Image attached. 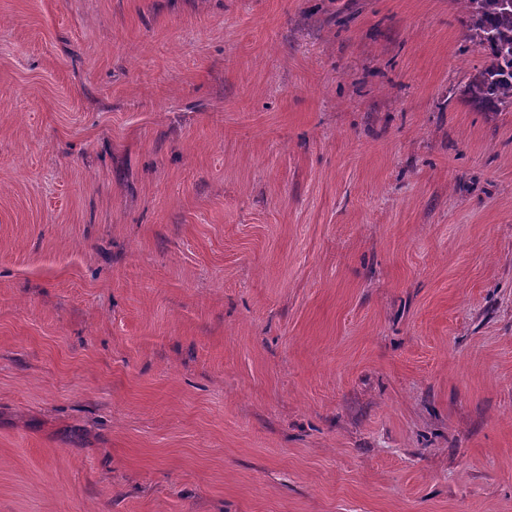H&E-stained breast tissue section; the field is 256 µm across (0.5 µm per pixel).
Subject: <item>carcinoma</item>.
Masks as SVG:
<instances>
[{"mask_svg": "<svg viewBox=\"0 0 512 512\" xmlns=\"http://www.w3.org/2000/svg\"><path fill=\"white\" fill-rule=\"evenodd\" d=\"M470 40L485 63L466 86L468 101L481 111L512 107V0H459Z\"/></svg>", "mask_w": 512, "mask_h": 512, "instance_id": "carcinoma-1", "label": "carcinoma"}]
</instances>
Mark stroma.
I'll use <instances>...</instances> for the list:
<instances>
[{"instance_id": "stroma-1", "label": "stroma", "mask_w": 512, "mask_h": 512, "mask_svg": "<svg viewBox=\"0 0 512 512\" xmlns=\"http://www.w3.org/2000/svg\"><path fill=\"white\" fill-rule=\"evenodd\" d=\"M456 0H0V512H512V112Z\"/></svg>"}]
</instances>
